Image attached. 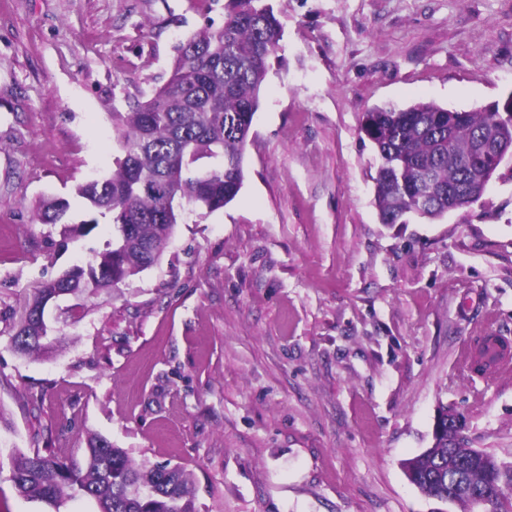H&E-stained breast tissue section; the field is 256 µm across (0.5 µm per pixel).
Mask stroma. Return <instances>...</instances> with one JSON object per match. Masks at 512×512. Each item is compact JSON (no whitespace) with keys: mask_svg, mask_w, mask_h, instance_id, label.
<instances>
[{"mask_svg":"<svg viewBox=\"0 0 512 512\" xmlns=\"http://www.w3.org/2000/svg\"><path fill=\"white\" fill-rule=\"evenodd\" d=\"M226 0H0V512L10 457L89 436L190 472L198 512H459L402 467L440 406L470 447L512 461V371L461 377L462 347L512 341V167L469 215L384 224L378 105L467 111L512 94V0H268L283 29L237 198L185 212L159 262L49 307V354L10 345L40 283L114 231L34 220L44 196L111 174L112 115L168 78ZM43 392L42 403L23 398Z\"/></svg>","mask_w":512,"mask_h":512,"instance_id":"1","label":"stroma"}]
</instances>
